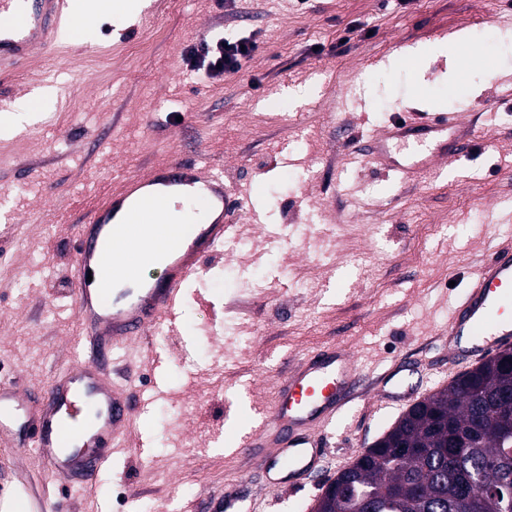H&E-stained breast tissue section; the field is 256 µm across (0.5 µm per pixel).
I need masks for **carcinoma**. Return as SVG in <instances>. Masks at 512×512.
Wrapping results in <instances>:
<instances>
[{
  "instance_id": "obj_1",
  "label": "carcinoma",
  "mask_w": 512,
  "mask_h": 512,
  "mask_svg": "<svg viewBox=\"0 0 512 512\" xmlns=\"http://www.w3.org/2000/svg\"><path fill=\"white\" fill-rule=\"evenodd\" d=\"M405 453L401 465L394 449ZM512 350L411 407L320 497L324 512H512Z\"/></svg>"
}]
</instances>
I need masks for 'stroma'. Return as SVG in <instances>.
<instances>
[{
    "instance_id": "obj_1",
    "label": "stroma",
    "mask_w": 512,
    "mask_h": 512,
    "mask_svg": "<svg viewBox=\"0 0 512 512\" xmlns=\"http://www.w3.org/2000/svg\"><path fill=\"white\" fill-rule=\"evenodd\" d=\"M143 3L141 15L91 18L64 47L0 67V115L53 93L17 131L0 130V206L21 226L0 253V376L22 374L37 394L76 354L66 270L77 224L125 176L175 157L250 196L232 221L242 265L266 287L245 290L223 257L208 260L183 286L177 331L159 327L124 364L136 401L153 392V351L170 356L169 396L149 406L141 440L65 493L34 450L0 447V512L23 483L55 512H221L230 491L254 512H313L322 481L461 372L448 364V318L492 247L512 239V50L499 39L512 0ZM457 30L497 56V79L475 63L452 93L445 59L419 73L391 66L401 48ZM215 34L257 48L238 72L188 75L184 54ZM141 42L147 52L133 55ZM295 87L308 96L285 100ZM404 109L456 112L473 129L442 179L404 180L365 160L366 134ZM332 343L373 379L414 361L410 394L354 401L325 433L319 477L273 490L237 447L289 365Z\"/></svg>"
}]
</instances>
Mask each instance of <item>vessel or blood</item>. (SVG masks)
Instances as JSON below:
<instances>
[{
    "label": "vessel or blood",
    "mask_w": 512,
    "mask_h": 512,
    "mask_svg": "<svg viewBox=\"0 0 512 512\" xmlns=\"http://www.w3.org/2000/svg\"><path fill=\"white\" fill-rule=\"evenodd\" d=\"M64 0H0V64L30 63L61 35ZM473 130L447 112L398 113L371 136V152L386 168L409 174L410 164L392 156L390 140L438 144L436 158L459 155ZM187 193L208 221L181 242L157 219L166 197ZM223 176L197 163L173 159L143 175L127 176L77 225L68 282L82 329L80 353L51 376L39 400L30 399L20 377L0 378V447L22 449L20 432H36L34 448L69 487L103 469L118 448L140 432V411L117 379H105L99 355L148 347L158 324L175 326L182 286L198 276L224 242L226 221L243 208ZM165 254L161 276L147 273ZM512 345V246L498 245L483 260L448 322L451 361L488 347ZM371 390L349 350L331 345L300 358L282 378L273 406L245 443L277 488H288L323 468L325 428Z\"/></svg>",
    "instance_id": "1"
}]
</instances>
